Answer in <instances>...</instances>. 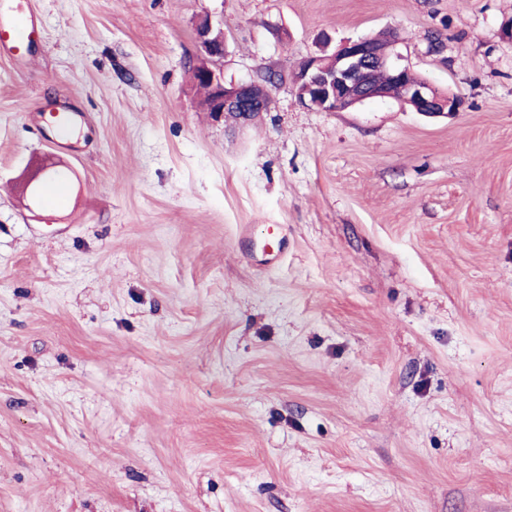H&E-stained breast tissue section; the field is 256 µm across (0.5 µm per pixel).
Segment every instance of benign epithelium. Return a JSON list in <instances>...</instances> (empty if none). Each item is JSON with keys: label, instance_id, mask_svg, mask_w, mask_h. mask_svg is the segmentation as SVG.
<instances>
[{"label": "benign epithelium", "instance_id": "benign-epithelium-1", "mask_svg": "<svg viewBox=\"0 0 512 512\" xmlns=\"http://www.w3.org/2000/svg\"><path fill=\"white\" fill-rule=\"evenodd\" d=\"M195 33L200 50L193 68L211 94L207 111L218 118L233 111L241 123L250 121L258 110L268 111L271 98L266 83L271 81V76L241 84L225 82L217 60L224 56L226 49L224 31L210 17L203 16L195 23ZM385 43L386 47L382 48L372 37L347 40L330 55L302 59L294 68L299 101L320 112H338L368 99L390 98L392 94L373 81L375 72L389 71L398 84L399 95L395 100L401 105L430 117L447 116L460 110L461 99L439 93L422 79L407 81L410 70L402 63V56L394 52L397 39L393 32H386Z\"/></svg>", "mask_w": 512, "mask_h": 512}]
</instances>
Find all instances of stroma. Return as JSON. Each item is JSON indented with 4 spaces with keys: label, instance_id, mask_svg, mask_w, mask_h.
<instances>
[{
    "label": "stroma",
    "instance_id": "35a3bbf8",
    "mask_svg": "<svg viewBox=\"0 0 512 512\" xmlns=\"http://www.w3.org/2000/svg\"><path fill=\"white\" fill-rule=\"evenodd\" d=\"M18 2L0 512H512V0ZM202 16L226 80L274 76L248 123L192 88ZM384 29L459 112L299 102ZM4 0V7L9 18L0 23V56L22 57L24 53L31 54L38 48L41 31L33 16L23 11L12 12L10 4ZM45 123L51 128L67 130L74 126L73 109L66 102L47 103L41 110Z\"/></svg>",
    "mask_w": 512,
    "mask_h": 512
}]
</instances>
